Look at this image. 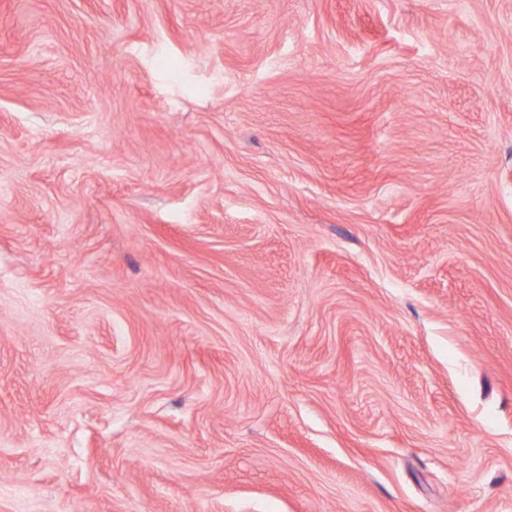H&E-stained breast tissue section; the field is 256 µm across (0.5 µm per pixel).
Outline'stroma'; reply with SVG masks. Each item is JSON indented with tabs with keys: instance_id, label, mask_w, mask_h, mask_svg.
Returning <instances> with one entry per match:
<instances>
[{
	"instance_id": "1",
	"label": "stroma",
	"mask_w": 512,
	"mask_h": 512,
	"mask_svg": "<svg viewBox=\"0 0 512 512\" xmlns=\"http://www.w3.org/2000/svg\"><path fill=\"white\" fill-rule=\"evenodd\" d=\"M0 512H512V0H0Z\"/></svg>"
}]
</instances>
